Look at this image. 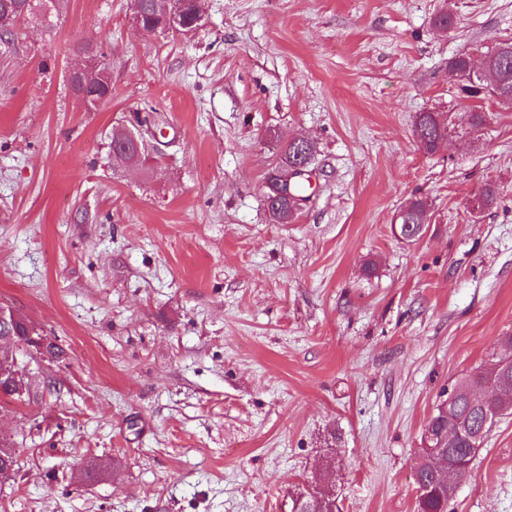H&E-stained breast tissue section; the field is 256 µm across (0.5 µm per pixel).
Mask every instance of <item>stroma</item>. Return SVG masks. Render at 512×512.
Returning <instances> with one entry per match:
<instances>
[{
	"label": "stroma",
	"mask_w": 512,
	"mask_h": 512,
	"mask_svg": "<svg viewBox=\"0 0 512 512\" xmlns=\"http://www.w3.org/2000/svg\"><path fill=\"white\" fill-rule=\"evenodd\" d=\"M203 7L153 35L133 0H61L0 37V304L66 351L29 403L0 397V512H290L312 487L416 512L441 393L512 336V106L476 98L485 125L432 154L414 122L461 116L448 60L512 39V0ZM89 46L112 78L93 111L68 76ZM145 117L165 144L131 169L112 132ZM295 137L309 198L276 224L264 183ZM448 512H512V416ZM426 204H428L427 201L422 198H415L400 211L405 215L399 220L398 224L403 226L401 233L407 242H413L419 239L424 230L423 224H428L422 222V215L424 210L427 209Z\"/></svg>",
	"instance_id": "obj_1"
}]
</instances>
